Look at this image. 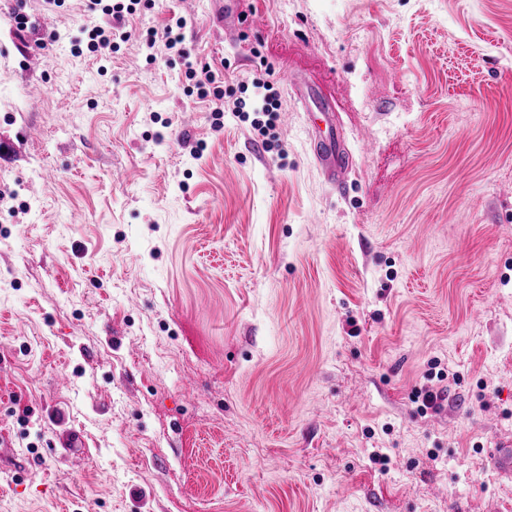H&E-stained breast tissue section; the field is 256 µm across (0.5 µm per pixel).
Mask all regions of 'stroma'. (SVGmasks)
Returning a JSON list of instances; mask_svg holds the SVG:
<instances>
[{"label":"stroma","mask_w":512,"mask_h":512,"mask_svg":"<svg viewBox=\"0 0 512 512\" xmlns=\"http://www.w3.org/2000/svg\"><path fill=\"white\" fill-rule=\"evenodd\" d=\"M240 4L127 26L268 74L265 137L164 44L75 53L92 0H0V512H512V0ZM240 0H212L213 16L224 25V30L237 27L240 21L238 2ZM184 66L186 79L193 81L191 86L192 93L196 89L198 97L205 98L210 96L215 100L221 101L220 106L212 111L215 116H219L220 112H224L226 109V106L224 107V82L211 70L210 64L205 63L199 68L197 61H186ZM319 156V157H318ZM316 157L325 164V173L330 184L336 188L338 192H342L345 189L343 179V167L345 160L342 155L336 153L334 155L331 149L324 148L323 151ZM488 452L493 469L501 476H512V441H499Z\"/></svg>","instance_id":"35a3bbf8"}]
</instances>
